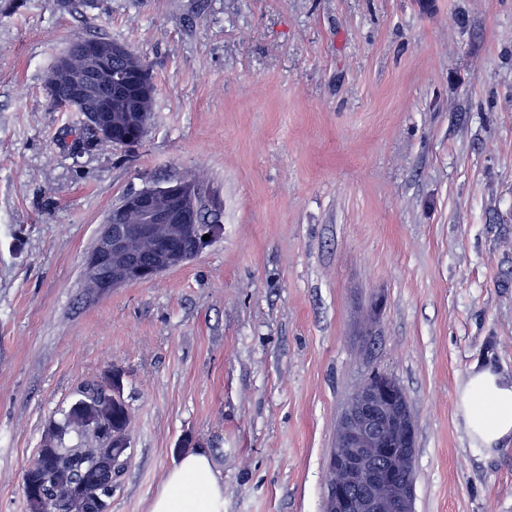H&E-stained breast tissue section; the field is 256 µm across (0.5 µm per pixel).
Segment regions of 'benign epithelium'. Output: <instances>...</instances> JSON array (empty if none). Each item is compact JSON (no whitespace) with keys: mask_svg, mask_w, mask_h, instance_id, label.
Segmentation results:
<instances>
[{"mask_svg":"<svg viewBox=\"0 0 512 512\" xmlns=\"http://www.w3.org/2000/svg\"><path fill=\"white\" fill-rule=\"evenodd\" d=\"M129 53L122 45L76 42L59 56V69L69 77L67 106L85 116L99 137L123 146L135 141L112 129V95L132 96L126 77L109 60ZM76 55L96 65L75 68ZM199 194L181 182L148 187L128 194L125 207L140 217L137 224H105L85 261L86 278L100 295L131 283L155 279L197 254L203 236L221 227L200 219ZM404 458L415 453L414 427L400 389L385 376L368 379L350 398L345 423L328 464L325 512H407L415 486L390 463L388 449Z\"/></svg>","mask_w":512,"mask_h":512,"instance_id":"7a95c632","label":"benign epithelium"}]
</instances>
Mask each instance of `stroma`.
Segmentation results:
<instances>
[{"label":"stroma","instance_id":"obj_1","mask_svg":"<svg viewBox=\"0 0 512 512\" xmlns=\"http://www.w3.org/2000/svg\"><path fill=\"white\" fill-rule=\"evenodd\" d=\"M79 36L155 86L136 145L73 151L45 80ZM205 182L222 233L98 295L84 260L128 192ZM512 375V0H0V512L77 387L119 373L146 512L209 449L224 512H324L351 394L403 387L414 512H512V440L456 392ZM457 399L465 431L475 444L490 450L512 438V377L475 364Z\"/></svg>","mask_w":512,"mask_h":512}]
</instances>
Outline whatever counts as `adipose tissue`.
Here are the masks:
<instances>
[{"label":"adipose tissue","instance_id":"obj_1","mask_svg":"<svg viewBox=\"0 0 512 512\" xmlns=\"http://www.w3.org/2000/svg\"><path fill=\"white\" fill-rule=\"evenodd\" d=\"M457 408L469 438L490 449L512 437V378L489 366H473L457 392ZM147 512H224V482L210 453L184 456L169 470Z\"/></svg>","mask_w":512,"mask_h":512}]
</instances>
